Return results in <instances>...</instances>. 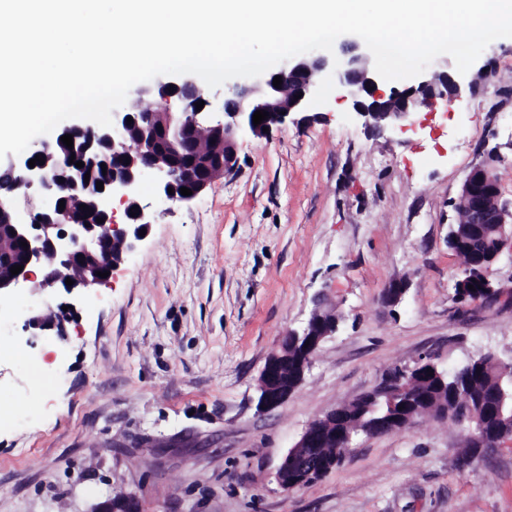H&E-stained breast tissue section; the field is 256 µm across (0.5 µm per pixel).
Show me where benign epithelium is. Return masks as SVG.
<instances>
[{
	"instance_id": "7a95c632",
	"label": "benign epithelium",
	"mask_w": 512,
	"mask_h": 512,
	"mask_svg": "<svg viewBox=\"0 0 512 512\" xmlns=\"http://www.w3.org/2000/svg\"><path fill=\"white\" fill-rule=\"evenodd\" d=\"M336 77L342 98L363 123L377 130L402 121L423 108L444 106L462 98L477 76L456 72H425L406 89L385 93L383 79L370 66V57L359 43L347 41L340 56L332 61L325 55L293 58L288 63L257 77L249 84L234 85L224 93L223 116L209 111L204 91L187 75L156 86L157 107L150 112L132 111L133 103L113 111V125L99 127L74 124L62 130L73 135V148L60 137L41 143L40 148L18 162L4 166L13 179L12 195L0 199V210H8L7 233L18 248L11 265H21L17 275L0 268V297L22 288H61L76 290L106 286L112 277L97 272H115L143 240L140 230L150 229L160 213L143 203L140 185L152 179L156 198L171 205L194 200L235 166V147L242 134L264 137L263 128L285 124L291 115L308 108L327 76ZM282 77L281 87L273 79ZM174 91H169V88ZM205 102L202 109L195 103ZM258 110L269 113L259 125L253 124ZM133 122H127V118ZM45 163L29 166L35 156ZM75 162H70V159ZM84 167H76V162ZM492 156L472 167L466 176L459 201L468 219L450 227L448 246L453 252L467 250L472 260L465 276L455 284L459 302L468 304L495 295L484 270L501 253L505 238L512 236V208L501 202V192ZM112 169V176L98 190L85 182V174L101 164ZM186 187L192 195L180 194ZM173 193H168V189ZM67 206L59 209L60 201ZM76 200L86 206L77 216L68 206ZM138 207L132 216L130 209ZM103 222H98V219ZM27 247H22V243ZM74 271V284L49 271L48 265ZM43 273L35 279V271ZM473 289H468V285ZM70 311L48 309L28 317L23 330L32 336H63ZM336 318L314 311L300 331L283 336L280 349L272 354L260 372L257 407L269 411L292 394L284 367L288 347H293V373L299 379L311 367L322 340L336 333ZM414 376L391 377L358 402L378 414L366 434H387L413 425L427 410L439 417L452 418L462 426L476 425V447L491 451L512 439V362L502 364L498 388L459 412L448 413V400H432L411 392L414 383L426 384L442 378L430 358H422L412 370ZM340 405L310 422L298 443L282 458L276 472L279 486L286 492L307 486L310 481L336 468V457L314 454L316 448L331 446L345 452L354 437L345 427ZM89 512H140L133 493H120L94 504Z\"/></svg>"
}]
</instances>
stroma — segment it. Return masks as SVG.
<instances>
[{
	"mask_svg": "<svg viewBox=\"0 0 512 512\" xmlns=\"http://www.w3.org/2000/svg\"><path fill=\"white\" fill-rule=\"evenodd\" d=\"M475 90L384 131L353 118L335 80L263 138L239 137L234 171L153 224L110 285L24 288L33 313L74 306L60 345L21 323L0 342V512H89L131 492L143 512H512V444L466 468L464 429L434 414L361 435L342 464L290 492L275 479L308 424L433 357L451 371L512 360V242L462 305L448 248L461 186L496 153L512 203V38L472 66ZM406 291L394 303L383 292ZM338 327L290 398L257 408L259 375L314 311Z\"/></svg>",
	"mask_w": 512,
	"mask_h": 512,
	"instance_id": "stroma-1",
	"label": "stroma"
}]
</instances>
